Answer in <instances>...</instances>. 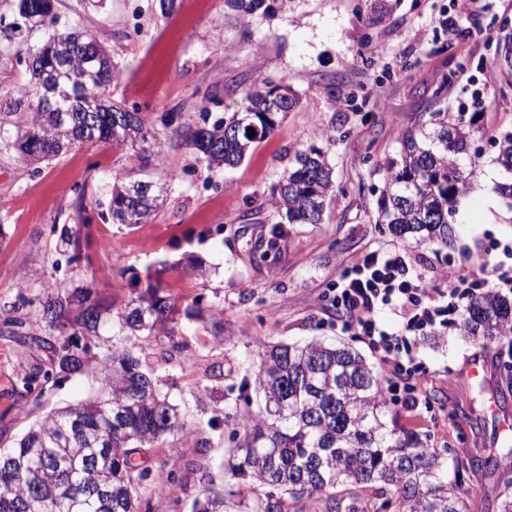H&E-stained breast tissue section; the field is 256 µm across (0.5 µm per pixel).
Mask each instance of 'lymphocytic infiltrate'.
I'll return each mask as SVG.
<instances>
[{"instance_id": "f902f5d3", "label": "lymphocytic infiltrate", "mask_w": 512, "mask_h": 512, "mask_svg": "<svg viewBox=\"0 0 512 512\" xmlns=\"http://www.w3.org/2000/svg\"><path fill=\"white\" fill-rule=\"evenodd\" d=\"M474 285V280L452 269L447 290L430 292L412 274L401 247L367 252L339 276L331 304L344 315L340 329L354 333L377 354L389 405L407 412L418 409V382L427 368L414 352L416 333L443 311L457 310ZM386 309L403 314L397 330L384 329L378 320V313Z\"/></svg>"}]
</instances>
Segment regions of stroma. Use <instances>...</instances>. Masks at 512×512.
Here are the masks:
<instances>
[{
    "label": "stroma",
    "instance_id": "obj_1",
    "mask_svg": "<svg viewBox=\"0 0 512 512\" xmlns=\"http://www.w3.org/2000/svg\"><path fill=\"white\" fill-rule=\"evenodd\" d=\"M16 0H0V104L28 83L26 50L44 32L9 40ZM363 0H273L267 13L243 20L224 0H176L162 13L159 0H55L59 24L98 33L119 71L110 88L125 108L148 113L159 142L152 158L165 183L163 205L144 224L102 220L112 179L137 160L111 144L72 148L28 164L0 141V443L9 445L35 420L89 395L91 374L73 376L42 397L23 395L21 380L36 366L50 368L49 350L8 336L4 303L18 304L30 332L40 333L35 307L20 306L40 286L71 284L70 251L57 228L82 225V253L92 262L98 298L123 304L157 278L174 303L178 342L173 364L162 365L167 339L144 342L158 385L188 421L233 406L260 342L341 341L378 366L374 353L336 328L328 293L362 253L399 245L378 223L383 176L378 162L396 157L401 138L436 109L472 121L481 134L472 147L481 166L475 188L456 207L451 249L409 245V260L428 287L444 289L448 263L483 274L482 291L498 288L495 266L512 248V207L489 198L496 149L492 135L512 129V96L501 89L512 76L497 65L500 28H512V0H475L461 36L449 37L454 0H398L387 20L370 25ZM289 85L298 105L274 132L254 144L233 168L207 170L182 136L185 126L211 123L234 111L260 82ZM169 124H161V116ZM317 145L326 154L336 191L319 224H289L269 247L275 222L268 200L296 150ZM459 315L426 329L418 356L417 411L399 412L405 432L445 450L448 460L512 456V370L498 355L503 341L459 336ZM488 364L485 382L468 379L475 356ZM495 411H487L488 399ZM195 431L146 448L139 459L180 467L181 480L152 495L151 512H173L209 491L241 490L224 469L228 449L212 444L197 454ZM500 472L472 471L460 491L465 512H488L503 489Z\"/></svg>",
    "mask_w": 512,
    "mask_h": 512
}]
</instances>
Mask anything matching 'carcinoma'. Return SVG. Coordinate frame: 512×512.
<instances>
[{"mask_svg":"<svg viewBox=\"0 0 512 512\" xmlns=\"http://www.w3.org/2000/svg\"><path fill=\"white\" fill-rule=\"evenodd\" d=\"M267 0H225L248 18L268 11ZM20 19L32 16L50 30L28 51L38 71L67 92L59 121L43 106L44 88L36 72L7 112H28L12 129L0 127L24 160L38 165L77 145L128 146L139 160L138 178L112 185L109 214L114 224L135 226L161 206L164 186L148 173L157 152L145 113L119 104L110 112L86 108L117 78L98 34L57 28L53 0H17ZM498 64L512 68V30L498 35ZM298 98L286 84L262 83L245 92L239 108L212 125L187 127V144L209 171L241 162L250 147L268 137L278 116ZM255 130L249 136V129ZM475 129L446 112H433L428 124L403 135L398 156L380 165L383 188L378 222L405 242L452 247L450 218L458 199L470 192L480 154L469 155ZM497 177L492 191L512 203V132L493 137ZM335 192L325 153L310 145L294 153L273 188L270 204L282 223L319 224ZM81 228L62 227L61 245L78 258ZM80 285H47L38 294L45 336H27L21 317L3 324L10 335L52 352L57 369L38 367L26 374L23 388L42 394L60 374L95 367L98 389L87 400L37 419L10 447L0 449V512H141L156 489L177 482V469L162 461L151 469L135 459L139 449L161 448L168 437L186 433L177 407L157 391L152 373L136 354L140 338L175 335L174 305L158 296L160 284H148L137 299L117 308L95 295L93 275L77 273ZM130 330L126 342L112 339V324ZM459 335L484 341L512 336V297L487 293L470 302ZM253 379L258 411L234 421L229 439L232 473L263 495L249 505L224 494L195 500L192 512H463L448 488L442 457L417 436H402L396 416L382 396V376L344 343L315 339L305 344L264 342ZM369 491L364 502L357 492Z\"/></svg>","mask_w":512,"mask_h":512,"instance_id":"cac0c4a2","label":"carcinoma"}]
</instances>
